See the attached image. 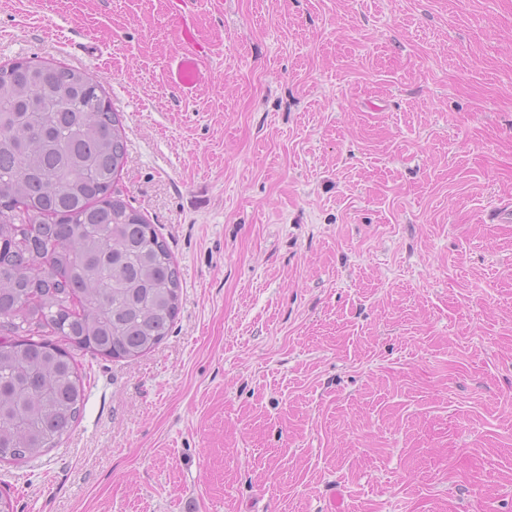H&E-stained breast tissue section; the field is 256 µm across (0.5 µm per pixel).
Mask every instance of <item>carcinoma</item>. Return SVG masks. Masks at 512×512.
<instances>
[{"label": "carcinoma", "mask_w": 512, "mask_h": 512, "mask_svg": "<svg viewBox=\"0 0 512 512\" xmlns=\"http://www.w3.org/2000/svg\"><path fill=\"white\" fill-rule=\"evenodd\" d=\"M126 152L90 72L0 65V462L38 458L78 421L73 352L135 359L174 324L168 244L116 189Z\"/></svg>", "instance_id": "cac0c4a2"}]
</instances>
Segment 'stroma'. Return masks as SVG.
Returning <instances> with one entry per match:
<instances>
[{
    "label": "stroma",
    "mask_w": 512,
    "mask_h": 512,
    "mask_svg": "<svg viewBox=\"0 0 512 512\" xmlns=\"http://www.w3.org/2000/svg\"><path fill=\"white\" fill-rule=\"evenodd\" d=\"M18 58L101 79L182 293L14 512H512V0H0ZM201 76L198 55L184 50L170 73V84L179 91H185L196 84Z\"/></svg>",
    "instance_id": "obj_1"
}]
</instances>
